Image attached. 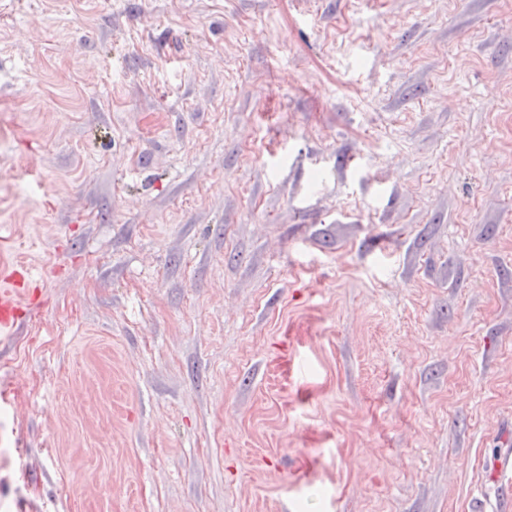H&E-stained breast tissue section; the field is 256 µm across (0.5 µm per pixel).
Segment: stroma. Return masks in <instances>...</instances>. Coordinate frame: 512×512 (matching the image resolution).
<instances>
[{
    "mask_svg": "<svg viewBox=\"0 0 512 512\" xmlns=\"http://www.w3.org/2000/svg\"><path fill=\"white\" fill-rule=\"evenodd\" d=\"M0 512H499L512 0H0ZM0 278L8 286L0 289V331H12L19 325L30 321L37 313L38 307L33 300L25 302L20 296L23 285L22 276L16 270L1 269Z\"/></svg>",
    "mask_w": 512,
    "mask_h": 512,
    "instance_id": "obj_1",
    "label": "stroma"
}]
</instances>
